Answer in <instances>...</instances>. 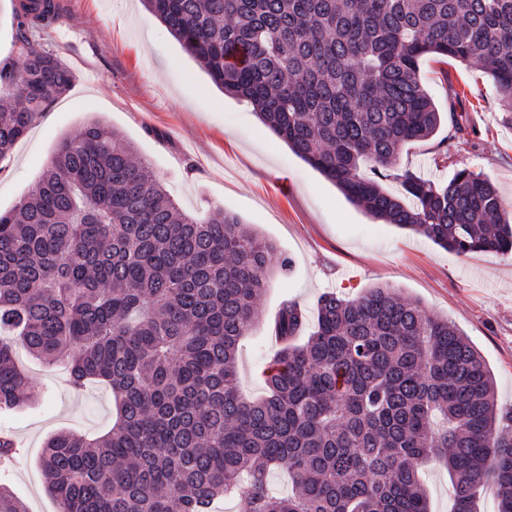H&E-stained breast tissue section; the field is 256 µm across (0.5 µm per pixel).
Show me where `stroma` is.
I'll use <instances>...</instances> for the list:
<instances>
[{"mask_svg": "<svg viewBox=\"0 0 512 512\" xmlns=\"http://www.w3.org/2000/svg\"><path fill=\"white\" fill-rule=\"evenodd\" d=\"M64 19L44 41L75 80L0 162V211L11 210L42 177L58 143L98 119L135 147L192 215L237 214L276 252L261 298L262 322L240 347L239 387L264 394L262 373L277 346L270 325L284 302L306 315L297 343L317 323L320 296L349 298L387 285L449 318L485 359L501 406L512 407V256L459 255L425 236L371 219L264 126L251 103L224 93L141 0H60ZM420 79L439 111L461 115L462 133L443 123L435 139L408 145L403 166L448 182L467 168L487 176L512 211V105L481 64L420 62ZM449 140V159L438 143ZM288 267H281V259ZM38 404L0 414L23 451L0 469L30 512H58L44 488L40 454L53 434L96 435L114 422L111 393L94 384L74 392L68 376L26 352Z\"/></svg>", "mask_w": 512, "mask_h": 512, "instance_id": "stroma-1", "label": "stroma"}]
</instances>
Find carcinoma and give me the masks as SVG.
I'll list each match as a JSON object with an SVG mask.
<instances>
[{"label": "carcinoma", "instance_id": "cac0c4a2", "mask_svg": "<svg viewBox=\"0 0 512 512\" xmlns=\"http://www.w3.org/2000/svg\"><path fill=\"white\" fill-rule=\"evenodd\" d=\"M224 93L249 101L292 151L369 216L461 255H512V216L467 168L446 185L401 169L444 115L419 77L427 55L482 63L512 103V0H143ZM0 59V161L72 85L42 42L57 0H10ZM397 181L395 194L383 181ZM275 249L222 209L182 211L134 146L93 120L0 212V409L32 399L15 346L97 382L118 419L62 432L41 457L59 512H430L418 472L444 459L453 512L488 481L512 512V409L457 325L394 288L318 301L316 330L286 302L267 395L237 389L240 338L258 321ZM284 466L294 491L271 494ZM0 512H28L0 482Z\"/></svg>", "mask_w": 512, "mask_h": 512}]
</instances>
